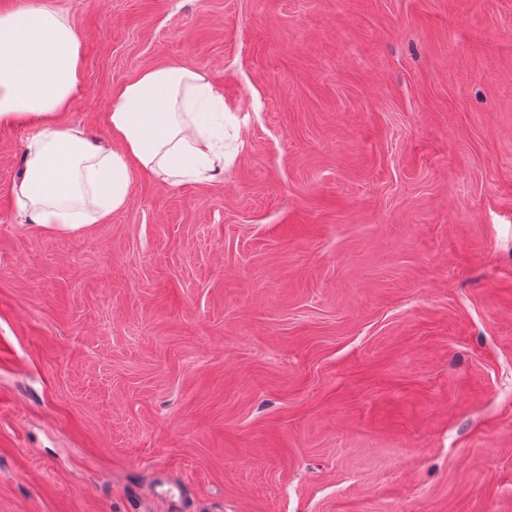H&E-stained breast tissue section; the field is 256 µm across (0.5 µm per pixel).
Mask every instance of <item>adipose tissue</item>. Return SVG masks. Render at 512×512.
Masks as SVG:
<instances>
[{
	"mask_svg": "<svg viewBox=\"0 0 512 512\" xmlns=\"http://www.w3.org/2000/svg\"><path fill=\"white\" fill-rule=\"evenodd\" d=\"M81 60L68 17L41 0L0 14V122H39L13 187L29 222L75 232L123 210L139 175L208 180L223 168L224 100L189 66L128 81L108 109L109 140L55 123L79 86Z\"/></svg>",
	"mask_w": 512,
	"mask_h": 512,
	"instance_id": "adipose-tissue-1",
	"label": "adipose tissue"
}]
</instances>
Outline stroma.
I'll list each match as a JSON object with an SVG mask.
<instances>
[{
	"mask_svg": "<svg viewBox=\"0 0 512 512\" xmlns=\"http://www.w3.org/2000/svg\"><path fill=\"white\" fill-rule=\"evenodd\" d=\"M56 117L142 72L229 161L62 232L0 123V512H512V0H46Z\"/></svg>",
	"mask_w": 512,
	"mask_h": 512,
	"instance_id": "1",
	"label": "stroma"
}]
</instances>
